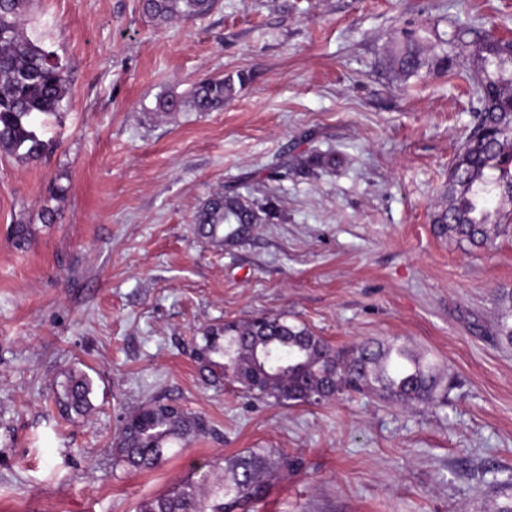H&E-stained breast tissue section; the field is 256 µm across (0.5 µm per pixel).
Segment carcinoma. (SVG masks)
<instances>
[{
	"label": "carcinoma",
	"mask_w": 512,
	"mask_h": 512,
	"mask_svg": "<svg viewBox=\"0 0 512 512\" xmlns=\"http://www.w3.org/2000/svg\"><path fill=\"white\" fill-rule=\"evenodd\" d=\"M30 0H0V153L29 163L41 159L47 143L37 119L61 110L69 94L66 68L54 52L30 39L20 16ZM215 0H141L143 13L162 22L197 19L209 14ZM459 53L472 58L480 107L477 122L464 140L449 171L444 203L434 212V231L459 244L482 248L512 233L505 223L512 204V45L490 38H467ZM391 60L405 77L427 65L414 33L392 49ZM244 76L209 77L184 96L160 98L161 112H220ZM263 218L252 205L224 192L212 193L194 217L196 233L215 243L243 239ZM495 336L512 345V294L501 298ZM201 376L209 383L231 380L258 398L287 407L319 404L337 394L378 392L389 400L441 406L448 387L435 364L393 340L362 342L350 350L333 347L307 326L288 316H261L226 321L206 328L190 347ZM92 384L84 375H70L56 396L66 416L90 408ZM208 434L200 417L155 400L122 420L113 442L114 462L135 471L161 465L170 448ZM233 471L229 483L211 480L220 464ZM286 458L254 451L221 462L210 461L170 491L143 502L138 512H236L261 501L269 481Z\"/></svg>",
	"instance_id": "carcinoma-1"
}]
</instances>
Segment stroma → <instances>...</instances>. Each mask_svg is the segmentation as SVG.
<instances>
[{
    "label": "stroma",
    "instance_id": "1",
    "mask_svg": "<svg viewBox=\"0 0 512 512\" xmlns=\"http://www.w3.org/2000/svg\"><path fill=\"white\" fill-rule=\"evenodd\" d=\"M21 25L70 95L41 119L40 161L0 153V512H136L212 458L269 449L288 467L256 512H493L512 472V345L494 335L512 237L435 234L475 77L461 56L406 78L389 49L405 29L428 47L466 25L512 32V0H217L169 23L139 0H32ZM240 73L223 111L155 110ZM218 190L278 212L211 242L193 219ZM278 314L340 348L400 338L446 371V404L285 408L203 383L192 338ZM71 373L93 407L67 419ZM154 399L212 435L153 470L115 464L121 418ZM92 392V384L84 375H69L62 385V391L56 396V405L60 412L67 417L72 414L84 415L90 408L89 395Z\"/></svg>",
    "mask_w": 512,
    "mask_h": 512
}]
</instances>
